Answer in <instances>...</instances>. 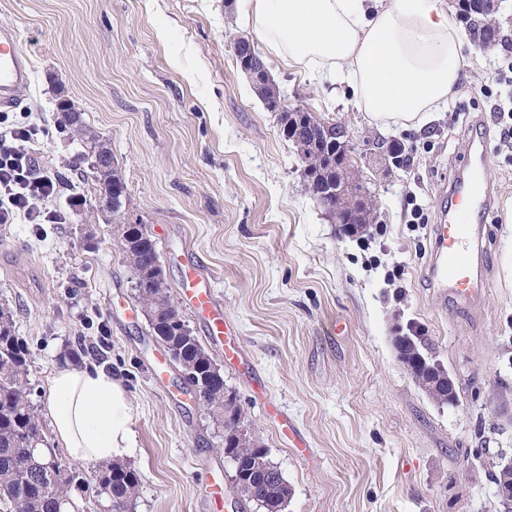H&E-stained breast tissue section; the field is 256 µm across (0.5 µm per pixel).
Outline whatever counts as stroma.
I'll return each mask as SVG.
<instances>
[{"label":"stroma","mask_w":512,"mask_h":512,"mask_svg":"<svg viewBox=\"0 0 512 512\" xmlns=\"http://www.w3.org/2000/svg\"><path fill=\"white\" fill-rule=\"evenodd\" d=\"M34 78L21 111L41 128L37 171L66 175L52 203L63 224H0V301L30 347L35 403L66 349L111 371L133 404L139 473L134 512H209L205 487L226 484L222 512H261L236 498L205 410L153 341L116 222L70 206L89 186L72 168L79 140L56 127L58 100L105 141L126 186L121 213L146 224L172 294L187 263L209 276L243 359L234 363L189 317L290 489L286 512H501L489 472L512 456V164L498 149L491 101L434 113L423 128L370 125L349 96L265 58L288 107L341 123L376 203L368 232L344 235L312 196L296 148L236 66L255 38L237 0H0ZM506 46L468 45L455 98H469ZM484 138L494 213L483 227L488 288L475 302L428 287L431 224L445 178L469 138ZM400 142L407 162L377 157ZM418 201L429 224H409ZM413 325L456 381L439 405L393 345ZM158 373H151V365ZM288 421L309 453L299 457Z\"/></svg>","instance_id":"obj_1"}]
</instances>
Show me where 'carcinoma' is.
Wrapping results in <instances>:
<instances>
[{"label":"carcinoma","instance_id":"obj_1","mask_svg":"<svg viewBox=\"0 0 512 512\" xmlns=\"http://www.w3.org/2000/svg\"><path fill=\"white\" fill-rule=\"evenodd\" d=\"M473 38L484 41L496 30L499 42H509L502 23L485 24L481 0H458ZM58 128L72 135H82L85 126L79 123V112L67 103L57 110ZM85 149L76 157L74 167L84 180L91 182V194L111 195L117 189L125 193L118 169L112 165V154L97 137L84 139ZM145 225L132 229L138 243L129 248L120 243L119 253L127 263L130 283L140 305L149 309L151 335L178 349L185 363L189 388H199L201 397L215 401L209 386H200L198 367L212 362L199 339L193 335L182 312L175 311L162 265L153 240L142 233ZM31 353L25 340L17 336L13 310L0 302V512H76L73 497H87L111 504L112 512H132L139 493L137 472L115 463L105 469L87 472L66 461L51 447L31 400L29 372ZM245 465L259 458L262 470L239 479L233 492L256 502L264 512H284L291 490L282 472L268 457L267 448H237Z\"/></svg>","mask_w":512,"mask_h":512}]
</instances>
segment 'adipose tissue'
I'll use <instances>...</instances> for the list:
<instances>
[{
	"mask_svg": "<svg viewBox=\"0 0 512 512\" xmlns=\"http://www.w3.org/2000/svg\"><path fill=\"white\" fill-rule=\"evenodd\" d=\"M266 52L350 88L378 127H421L454 94L467 40L446 0H241ZM45 418L70 458L108 464L137 445L133 406L100 368L55 369Z\"/></svg>",
	"mask_w": 512,
	"mask_h": 512,
	"instance_id": "1",
	"label": "adipose tissue"
}]
</instances>
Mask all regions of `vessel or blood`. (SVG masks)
<instances>
[{"instance_id": "b4317fda", "label": "vessel or blood", "mask_w": 512, "mask_h": 512, "mask_svg": "<svg viewBox=\"0 0 512 512\" xmlns=\"http://www.w3.org/2000/svg\"><path fill=\"white\" fill-rule=\"evenodd\" d=\"M31 81V62L19 44L16 30L1 27L0 108H13L18 92L30 86ZM485 163L483 146H472L463 155L459 171L448 185L441 221L433 225L431 232V260L427 270L430 286L449 288L469 299L479 295L485 286L475 259L483 246L472 241L474 225L486 223L493 210L494 197L487 182ZM181 296L190 311L204 319L210 335L224 339L225 354H235V346L228 340L231 330L224 310L197 267L185 269Z\"/></svg>"}]
</instances>
